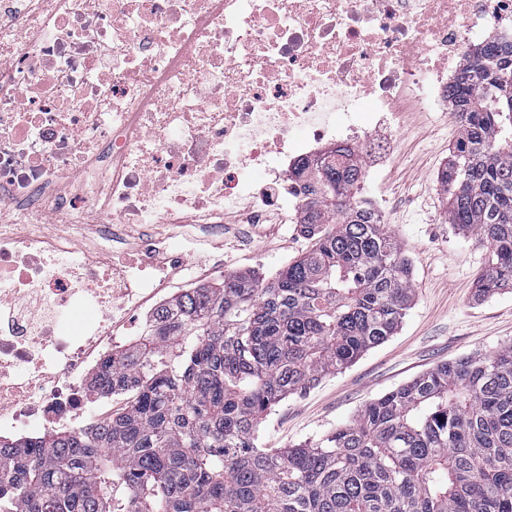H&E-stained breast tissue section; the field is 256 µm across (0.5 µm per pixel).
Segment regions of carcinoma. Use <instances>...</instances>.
<instances>
[{"label": "carcinoma", "instance_id": "carcinoma-1", "mask_svg": "<svg viewBox=\"0 0 512 512\" xmlns=\"http://www.w3.org/2000/svg\"><path fill=\"white\" fill-rule=\"evenodd\" d=\"M512 38L470 48L450 85L460 135L437 173L447 222L481 241L484 299L512 289ZM315 243L271 281L183 291L92 389L127 395L76 431L0 440V512H512V346L440 364L316 443L261 448L272 406L384 343L409 259L338 145L292 170Z\"/></svg>", "mask_w": 512, "mask_h": 512}]
</instances>
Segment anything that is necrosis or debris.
Here are the masks:
<instances>
[{"mask_svg": "<svg viewBox=\"0 0 512 512\" xmlns=\"http://www.w3.org/2000/svg\"><path fill=\"white\" fill-rule=\"evenodd\" d=\"M482 32L512 0H0V433L76 429L155 293L68 225L299 223L293 165L446 111Z\"/></svg>", "mask_w": 512, "mask_h": 512, "instance_id": "1", "label": "necrosis or debris"}]
</instances>
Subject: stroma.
<instances>
[{
    "instance_id": "obj_1",
    "label": "stroma",
    "mask_w": 512,
    "mask_h": 512,
    "mask_svg": "<svg viewBox=\"0 0 512 512\" xmlns=\"http://www.w3.org/2000/svg\"><path fill=\"white\" fill-rule=\"evenodd\" d=\"M394 144L386 156L371 155L362 194L382 199V215L413 270V302L398 330L341 372L276 404L259 431L264 448L318 440L352 420L370 400L441 363L512 344V290L476 301L475 278L486 248L445 220L438 169L460 127L448 112H405L392 122ZM168 251L185 255L188 269L163 280L162 300L194 284L227 274L273 279L310 251L311 239L289 224H228L223 236L186 225L171 230Z\"/></svg>"
}]
</instances>
